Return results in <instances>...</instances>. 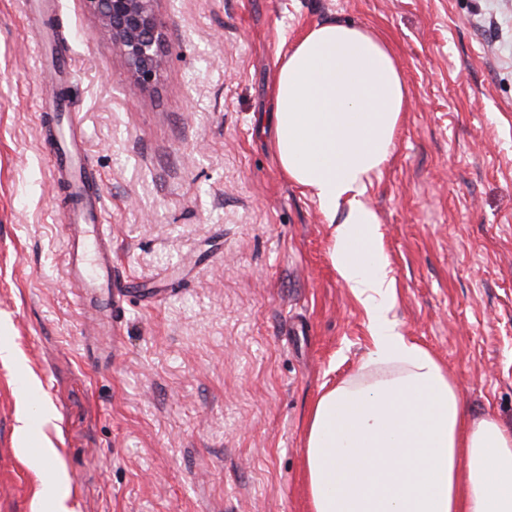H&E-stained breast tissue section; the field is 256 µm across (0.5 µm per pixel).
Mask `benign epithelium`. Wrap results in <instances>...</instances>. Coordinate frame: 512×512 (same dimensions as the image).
Wrapping results in <instances>:
<instances>
[{
	"label": "benign epithelium",
	"mask_w": 512,
	"mask_h": 512,
	"mask_svg": "<svg viewBox=\"0 0 512 512\" xmlns=\"http://www.w3.org/2000/svg\"><path fill=\"white\" fill-rule=\"evenodd\" d=\"M96 16L101 36L123 57L131 78L152 86L162 66V32L157 0H85Z\"/></svg>",
	"instance_id": "obj_1"
}]
</instances>
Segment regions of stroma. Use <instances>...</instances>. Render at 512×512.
Segmentation results:
<instances>
[{
    "label": "stroma",
    "mask_w": 512,
    "mask_h": 512,
    "mask_svg": "<svg viewBox=\"0 0 512 512\" xmlns=\"http://www.w3.org/2000/svg\"><path fill=\"white\" fill-rule=\"evenodd\" d=\"M138 86L84 0H0V512H308L305 419L369 320L331 231L271 150L278 58L328 21L377 30L411 99L364 195L400 331L512 424V0H159ZM68 89L99 174L119 341L65 281L41 101ZM28 416L27 431L19 419ZM55 450L50 497L33 458Z\"/></svg>",
    "instance_id": "1"
}]
</instances>
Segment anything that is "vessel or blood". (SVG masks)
Returning a JSON list of instances; mask_svg holds the SVG:
<instances>
[{
	"mask_svg": "<svg viewBox=\"0 0 512 512\" xmlns=\"http://www.w3.org/2000/svg\"><path fill=\"white\" fill-rule=\"evenodd\" d=\"M45 109L56 132L48 151L55 168L67 181L76 196V204L62 217V229L68 246L65 274L77 302L94 299L99 315L89 325L92 336H112L116 325L112 303L123 299V291L113 285L112 245L103 232L104 212L99 203L85 155L74 145L71 137L73 109L48 101Z\"/></svg>",
	"mask_w": 512,
	"mask_h": 512,
	"instance_id": "1",
	"label": "vessel or blood"
}]
</instances>
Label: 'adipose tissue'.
Returning a JSON list of instances; mask_svg holds the SVG:
<instances>
[{"label": "adipose tissue", "mask_w": 512, "mask_h": 512, "mask_svg": "<svg viewBox=\"0 0 512 512\" xmlns=\"http://www.w3.org/2000/svg\"><path fill=\"white\" fill-rule=\"evenodd\" d=\"M409 106L392 48L363 26L315 25L277 64L274 157L332 225V262L370 330L358 375L325 389L307 417L311 512H512V426L472 414L448 368L399 330L363 200Z\"/></svg>", "instance_id": "obj_1"}]
</instances>
